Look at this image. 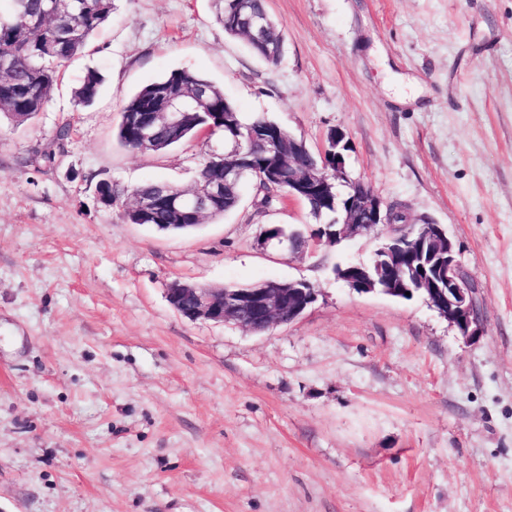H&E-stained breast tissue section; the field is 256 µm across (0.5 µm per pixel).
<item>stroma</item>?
Wrapping results in <instances>:
<instances>
[{"instance_id":"1","label":"stroma","mask_w":512,"mask_h":512,"mask_svg":"<svg viewBox=\"0 0 512 512\" xmlns=\"http://www.w3.org/2000/svg\"><path fill=\"white\" fill-rule=\"evenodd\" d=\"M115 5L33 123L0 116V512H512V0H267L275 66L213 0ZM90 67L103 82L82 107ZM176 68L313 151L342 129L347 178L459 244L483 336L464 343L422 296L335 279L385 228L291 255L256 239L308 208L257 211L249 183L188 233L98 204L100 181L186 188L223 152L118 141L126 99ZM175 280H304L318 299L255 334L182 317ZM100 85L101 77L98 70L89 68L73 91L77 104L82 106L92 104L99 94Z\"/></svg>"}]
</instances>
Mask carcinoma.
<instances>
[{"mask_svg":"<svg viewBox=\"0 0 512 512\" xmlns=\"http://www.w3.org/2000/svg\"><path fill=\"white\" fill-rule=\"evenodd\" d=\"M114 9L115 0H69L63 9L57 0H0V113L18 124L35 118L58 88L61 67L85 52L90 38L109 20ZM217 18L228 36L244 39L260 59L269 65L280 63L284 53L283 31L268 13L266 0H220ZM100 85L98 70L88 69L73 91L77 104H92ZM200 91L204 92V98L195 117L160 127L151 146L142 147L131 117H144V107L158 101L163 93L182 100ZM210 124L213 128L207 132L208 136L222 137L226 146L234 144L237 138L242 143L239 156L215 154L197 171L198 181L224 183V201L194 215L159 208L148 223L201 224L208 217L231 213L241 202L242 187L247 180L254 184L255 202L260 209L270 208L288 194V164L280 163L277 181L267 180L266 166L272 162L271 156L262 143L249 141L259 130H271L286 137L288 129L263 115L243 117L216 84L193 70L173 69L131 94L120 112L116 135L130 150L160 152L182 145ZM298 161L327 172L335 171L336 159L330 154L316 156L306 151ZM155 187L154 182L131 188L113 183L109 186L111 205L122 204L125 196L148 199ZM311 207L316 219L325 224L336 223L333 200L313 203Z\"/></svg>","mask_w":512,"mask_h":512,"instance_id":"1","label":"carcinoma"}]
</instances>
